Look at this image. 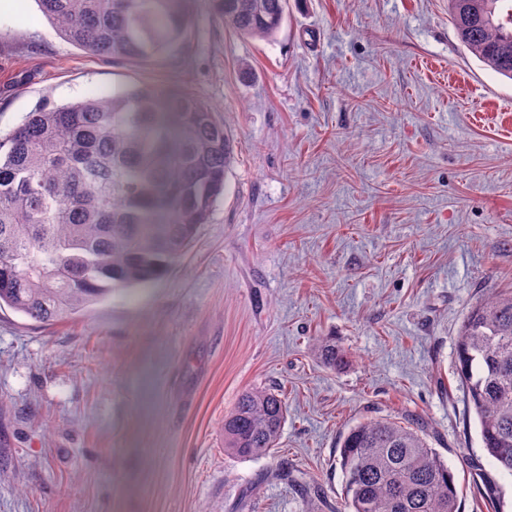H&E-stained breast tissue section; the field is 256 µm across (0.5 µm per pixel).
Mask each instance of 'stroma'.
<instances>
[{"instance_id": "stroma-1", "label": "stroma", "mask_w": 512, "mask_h": 512, "mask_svg": "<svg viewBox=\"0 0 512 512\" xmlns=\"http://www.w3.org/2000/svg\"><path fill=\"white\" fill-rule=\"evenodd\" d=\"M144 82L225 122L227 192L157 280L46 324L0 308V512H343L340 435L405 416L459 512H486L480 471L512 512L454 367L467 308L512 288V80L461 45L448 0H289L266 41L198 0L187 42L142 65L82 53L35 0L0 11L1 135ZM252 387L288 403L272 458L224 451ZM315 351L322 365L331 370L342 369L348 363V356L344 349L331 338L318 339Z\"/></svg>"}]
</instances>
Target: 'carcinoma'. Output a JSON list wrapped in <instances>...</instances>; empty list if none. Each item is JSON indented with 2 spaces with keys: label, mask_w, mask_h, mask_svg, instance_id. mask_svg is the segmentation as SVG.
Masks as SVG:
<instances>
[{
  "label": "carcinoma",
  "mask_w": 512,
  "mask_h": 512,
  "mask_svg": "<svg viewBox=\"0 0 512 512\" xmlns=\"http://www.w3.org/2000/svg\"><path fill=\"white\" fill-rule=\"evenodd\" d=\"M59 34L116 61L165 55L187 39L196 0H36ZM234 32L268 40L288 0H207ZM448 0L460 43L512 79V4ZM234 140L203 99L151 84L39 106L0 137V306L39 322L75 315L116 288L151 283L176 263L226 192ZM322 365L348 363L331 338ZM455 370L484 448L512 474V289L466 312ZM287 406L243 392L224 416V451L260 459L278 445ZM344 512H457L454 473L414 419L357 422L340 438ZM480 496L498 509V485Z\"/></svg>",
  "instance_id": "obj_1"
}]
</instances>
